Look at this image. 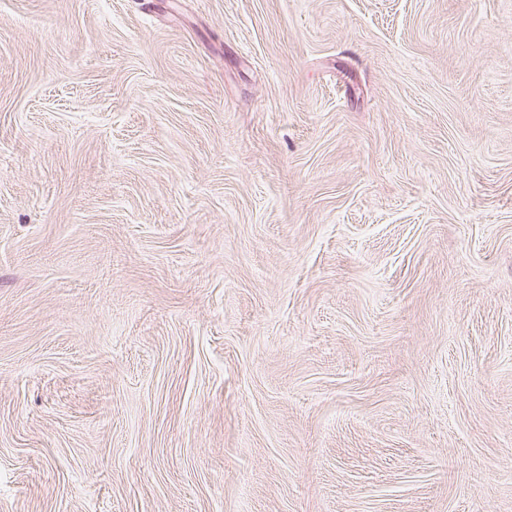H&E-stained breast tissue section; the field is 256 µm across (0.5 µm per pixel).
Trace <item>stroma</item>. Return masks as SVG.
I'll return each mask as SVG.
<instances>
[{
	"label": "stroma",
	"instance_id": "stroma-1",
	"mask_svg": "<svg viewBox=\"0 0 512 512\" xmlns=\"http://www.w3.org/2000/svg\"><path fill=\"white\" fill-rule=\"evenodd\" d=\"M0 512H512V0H0Z\"/></svg>",
	"mask_w": 512,
	"mask_h": 512
}]
</instances>
